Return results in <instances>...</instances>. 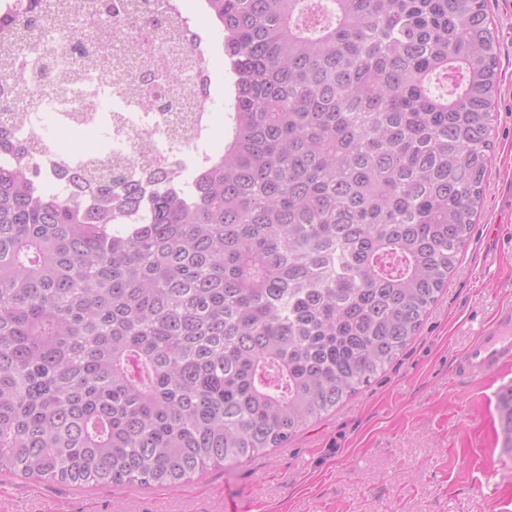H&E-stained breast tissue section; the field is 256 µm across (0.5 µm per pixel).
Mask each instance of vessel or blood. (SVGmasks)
<instances>
[{"label": "vessel or blood", "mask_w": 512, "mask_h": 512, "mask_svg": "<svg viewBox=\"0 0 512 512\" xmlns=\"http://www.w3.org/2000/svg\"><path fill=\"white\" fill-rule=\"evenodd\" d=\"M512 366V301H500L455 360V374L465 382L481 380Z\"/></svg>", "instance_id": "obj_1"}]
</instances>
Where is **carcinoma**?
Returning <instances> with one entry per match:
<instances>
[{"instance_id":"obj_1","label":"carcinoma","mask_w":512,"mask_h":512,"mask_svg":"<svg viewBox=\"0 0 512 512\" xmlns=\"http://www.w3.org/2000/svg\"><path fill=\"white\" fill-rule=\"evenodd\" d=\"M205 9L232 112L186 186L118 163L42 179L0 126V474L178 487L285 448L403 352L460 262L487 0ZM498 410L512 449V387Z\"/></svg>"}]
</instances>
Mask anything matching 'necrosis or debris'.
I'll return each instance as SVG.
<instances>
[{"instance_id":"4bbe7bcc","label":"necrosis or debris","mask_w":512,"mask_h":512,"mask_svg":"<svg viewBox=\"0 0 512 512\" xmlns=\"http://www.w3.org/2000/svg\"><path fill=\"white\" fill-rule=\"evenodd\" d=\"M98 13L99 0H0V70L33 75L39 91L35 98H1L0 125L13 126L47 170L64 160L77 166L118 159L140 170L205 161L212 112L191 89L213 84L214 50L201 37L190 50L178 40L190 21L182 0H139L132 33L144 45L141 58L112 39L113 28L127 22L123 13L101 19L97 40L73 39ZM174 70L176 83L168 80ZM99 97L112 99L111 111H93ZM47 112L60 133L89 131L111 138L110 147L62 155L56 140L40 134Z\"/></svg>"}]
</instances>
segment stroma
<instances>
[{
	"instance_id": "stroma-1",
	"label": "stroma",
	"mask_w": 512,
	"mask_h": 512,
	"mask_svg": "<svg viewBox=\"0 0 512 512\" xmlns=\"http://www.w3.org/2000/svg\"><path fill=\"white\" fill-rule=\"evenodd\" d=\"M497 41L491 163L448 286L404 352L289 441L177 488L79 489L0 476V512H512V450L498 415L512 368L452 378L457 354L512 299V0H487Z\"/></svg>"
}]
</instances>
